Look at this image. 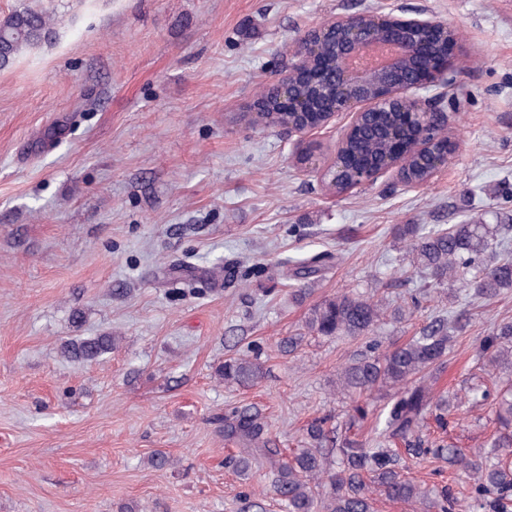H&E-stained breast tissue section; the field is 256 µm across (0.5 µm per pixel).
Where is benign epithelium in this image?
<instances>
[{"mask_svg":"<svg viewBox=\"0 0 512 512\" xmlns=\"http://www.w3.org/2000/svg\"><path fill=\"white\" fill-rule=\"evenodd\" d=\"M456 41L448 22L434 16L396 18L389 14L360 13L331 16L311 29L293 51L295 62L288 66L275 87L276 106L254 101L248 119L256 124L305 131L299 116L308 103L301 82L316 67L327 89L310 85L312 97L330 99L322 111L324 124L342 114L352 117L338 149L363 124L368 112H397L401 123L391 129L390 154L354 171L347 189L376 181L395 172L400 182L415 184L405 175L412 156L428 169L427 179L448 165V151H438L428 130L448 126V115L439 111L436 98L422 92L448 81L449 51Z\"/></svg>","mask_w":512,"mask_h":512,"instance_id":"benign-epithelium-1","label":"benign epithelium"}]
</instances>
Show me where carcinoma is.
Wrapping results in <instances>:
<instances>
[{"label":"carcinoma","mask_w":512,"mask_h":512,"mask_svg":"<svg viewBox=\"0 0 512 512\" xmlns=\"http://www.w3.org/2000/svg\"><path fill=\"white\" fill-rule=\"evenodd\" d=\"M57 31L50 14L24 6L0 19V69L23 52L53 42ZM396 117L370 116L349 145L347 163H361L390 149L388 130ZM492 225L483 218H470L446 228L427 232L416 224L396 228V239L405 243L412 266L430 279V287L455 286L461 291L491 300L501 290L512 288V256L504 254L500 230L512 229V213L495 215ZM333 260L320 252L308 259L287 261L283 275L303 286L319 280ZM381 300L350 292L326 297L310 309L305 322L313 336H368L387 315ZM455 324L437 316L424 324L407 342L381 349L372 340L367 355L345 364L338 373L339 388L363 394L375 387H393L398 396L386 418L394 438L408 448H366L348 437L338 439V430L328 420H315L306 429L310 446L291 457L282 456L258 412L250 407H232L224 414V436L242 445L228 463L240 471L269 468L271 485L285 512H373L371 486L378 485L386 498L419 502L434 512H454L455 498L448 487L426 488L403 473L404 455L431 454L448 463V473L465 476L471 489L474 512H512V378L496 393L479 385L465 396L438 397L422 384L425 374L439 370L452 349ZM116 348V337L101 334L66 343L62 354L86 363L98 361ZM480 354L492 367L512 369V320L493 325L480 338ZM228 385L248 387L263 376V368L248 356L230 357L217 369ZM491 401L496 432L486 447L466 452L452 445L425 447L422 435L426 413L432 409H459L463 402L473 405Z\"/></svg>","instance_id":"carcinoma-1"}]
</instances>
